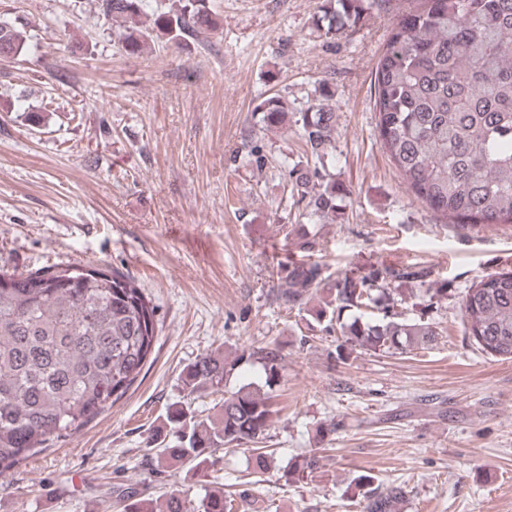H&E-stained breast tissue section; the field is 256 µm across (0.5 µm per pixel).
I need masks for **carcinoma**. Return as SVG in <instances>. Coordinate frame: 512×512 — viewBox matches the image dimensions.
<instances>
[{
	"mask_svg": "<svg viewBox=\"0 0 512 512\" xmlns=\"http://www.w3.org/2000/svg\"><path fill=\"white\" fill-rule=\"evenodd\" d=\"M154 2L153 21H142ZM112 21L118 45L140 55L157 41L181 44L204 40L216 28L209 0H97ZM376 0H326L317 27L327 37L346 34ZM27 44L26 31L0 20V46L12 56ZM374 107L381 148L406 189L438 217L461 230L512 224V0H411L398 15L374 73ZM255 125L301 129L306 162L286 171L293 205L304 215L336 214L339 186L320 162L333 148L336 113L325 97L300 112L278 94L253 109ZM299 251H316L317 240L302 225H283ZM280 289L274 300L305 311L323 282L319 263L276 262ZM418 271L377 268L367 274L339 273L329 299L311 310L321 330L342 343L336 359L356 351L404 353L437 335L422 321L395 308L410 299L407 285ZM376 307L378 320L343 321L351 308ZM155 306L130 276L93 265L55 264L27 273L0 268V473L19 466L62 438L79 432L123 397L144 369L157 336ZM468 338L491 357L512 359V269L482 277L463 296ZM280 350L242 348L206 353L182 372L190 394H220L211 413L188 408L167 411L174 441L160 444L156 466L206 468L220 448L267 438L277 414L272 397L253 383L227 384L244 365L259 364L265 386L278 383ZM320 449L300 454L283 468L292 484L313 480ZM361 474L363 512H399L406 491L371 487ZM240 502L224 488L207 485L198 500L172 493L163 512H238ZM122 512H154L150 500L123 495Z\"/></svg>",
	"mask_w": 512,
	"mask_h": 512,
	"instance_id": "obj_1",
	"label": "carcinoma"
}]
</instances>
